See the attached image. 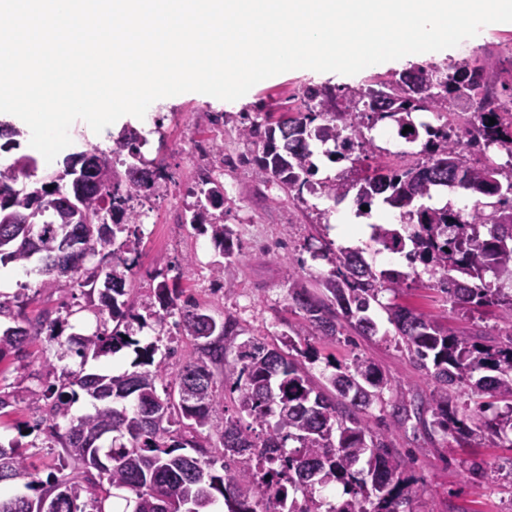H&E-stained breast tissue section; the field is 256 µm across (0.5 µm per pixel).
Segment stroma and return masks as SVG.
Segmentation results:
<instances>
[{"label":"stroma","instance_id":"35a3bbf8","mask_svg":"<svg viewBox=\"0 0 512 512\" xmlns=\"http://www.w3.org/2000/svg\"><path fill=\"white\" fill-rule=\"evenodd\" d=\"M467 59L497 70L499 86L512 85V25L481 29L476 37L462 41L441 55L421 61L405 59V66H443L453 60ZM394 71L387 65L347 76L306 71L284 72L255 84L234 103H226L204 94L190 92L176 98H163L149 108L151 121L134 116L121 117L101 133H94L78 120L70 127L72 143L68 153L90 148H107L123 128L136 129L144 138L141 151L166 173L159 191L139 205L137 223L141 231L139 258L128 284L139 298L152 295L157 284L155 274L166 270L186 296L194 298L218 318L234 317L240 323L243 339L276 343L302 321V314L290 297V285L299 280L312 291L331 271V263L312 257L314 247L351 246L373 270L387 267L408 273L407 286L399 297L385 292L369 314L378 327L374 336L350 335L331 340L311 331L309 340L319 351L317 361L308 364L313 380H322L336 364L352 357L369 359L388 381L380 401L367 410L371 423L388 417L393 402L416 404L430 397L432 387L415 359L397 345L395 327L389 323L385 303L398 299L425 318L461 331L476 328L489 336L504 338L512 326L493 313L471 318L463 316L434 287L435 279L423 266H410L403 256L386 262L378 254L372 236L351 241L340 222L341 214L355 215L358 222L370 223L373 211L382 208L374 200L370 210L360 211L354 196L334 202L309 190L286 193L276 184L259 182L253 171L257 147L238 136L243 119H261L269 123L295 116L304 100V92L314 85L341 88L368 86L388 78ZM222 123H215V116ZM411 146L378 142L357 164L358 172L392 169L416 163ZM212 171L215 181L224 187L222 219L231 227L241 244L237 259L226 260L209 233L186 224L185 207L192 202L189 190L200 169ZM223 264V277H216V264ZM232 288H225V280ZM24 298L23 316L33 319L42 310L56 316H68L78 331L89 334L96 328L95 317L85 309L88 289L62 284L59 289L43 291L38 279L16 270L12 282L0 285V297ZM30 356L18 361L9 356L0 361V393L16 402L5 426L0 429V445H18L29 456L37 480L51 482L69 475L62 458L63 450L48 432L33 425L44 416L45 402H32V393L41 392L46 382L62 383L61 373H47L43 359L55 351L53 343L40 338L30 341ZM391 440L408 462L417 480L418 495L414 512H512V448L488 439H476L468 447L451 445L441 438L423 435L416 420L393 427ZM471 458L483 463L484 479L475 480L463 461Z\"/></svg>","mask_w":512,"mask_h":512}]
</instances>
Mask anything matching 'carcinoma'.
<instances>
[{"label": "carcinoma", "instance_id": "obj_1", "mask_svg": "<svg viewBox=\"0 0 512 512\" xmlns=\"http://www.w3.org/2000/svg\"><path fill=\"white\" fill-rule=\"evenodd\" d=\"M485 67L464 59L436 69L394 73L378 87L346 88L343 94L330 86L306 91L299 116L265 127L250 122L241 127L242 140L262 145L256 157V176L276 183L283 191L308 188L333 200H342L357 189L356 200L370 205L380 198L400 215L414 222L405 236L389 224L375 226L374 238L385 249L399 243L407 248L410 264L424 265L436 276V287L468 312L493 308L512 327V152L505 164L474 167L431 125L415 127L425 137L427 162L393 169L386 174H365L349 181L334 179L315 183L317 173L310 141L334 144L326 151L335 161L359 162V154L373 149L364 129L388 120L400 127L413 126V113L439 116L466 114L472 95L482 88ZM321 117L324 123L311 124ZM473 117L484 132L485 148L494 151L512 145V96L497 107L480 105ZM495 119L489 125V119ZM142 137L123 131L106 153L98 148L74 153L63 173L48 176L30 187L25 180L36 176L37 160L21 154L0 168V219L7 214L24 216L38 196L43 213L34 224L0 223V265L14 262L26 273L41 277L40 287L51 290L60 284L57 266H70L69 280L83 288L102 282L98 301L89 308L96 321L116 322L111 332L96 329L90 334L62 336L67 319L41 313L25 326L0 330V361L23 352L27 340L48 336L56 342L55 362L79 359L78 367L63 376L69 391L43 397L50 401L51 420L70 418L71 406L84 395L93 401L94 412L71 418L58 442L78 475L54 481L40 489L35 500L0 490V512H82L77 501L87 490L79 475L95 470L106 477L109 488L91 498L93 512H112L111 490L123 492V512H213L224 500L227 512H296L295 494L309 503L308 512H320L315 486L332 485L340 490L330 512H413L417 496L406 475L405 462L392 450L383 433L373 429L365 410L379 400L386 386L381 372L363 357L338 364L319 385L299 358L316 357L306 336L314 328L323 336L343 335L345 319L361 336L376 333L368 315L379 294L397 295L406 275L373 271L354 252L341 251L336 269L322 281L323 292L312 293L295 282L291 299L305 314V321L283 337L287 351L247 340L237 346L240 363L229 393L218 390L211 370L224 366L235 338L241 335L237 321L228 316L218 322L203 308L179 302L178 289L163 273L152 296L134 300L127 287L141 241L130 230L137 214L130 202L164 179L157 167H149L141 154ZM201 198L190 207V224L211 234L226 257L240 249L232 230L213 218L208 207L224 204V190L207 173L199 176ZM53 189H47V186ZM463 188L475 195L498 197L497 207L485 213L474 204L469 218L450 206L431 208L415 202L431 197L439 188ZM70 238L78 252L63 258L58 243ZM100 256L104 277L83 279L84 256ZM389 320L406 350L415 358L432 384L428 405H418L416 415L429 433L448 442L472 437L506 439L512 447V331L503 340L479 341L466 331H454L428 320L414 310L391 303ZM182 336L194 340L173 376L178 398L159 395L156 383L167 375L164 360H155V342L140 345L138 332L147 320L163 329L167 320ZM124 348L136 354V369L118 374L85 372L90 359L115 354ZM230 399L236 415L213 421ZM431 413V419L424 414ZM295 443L279 461L264 467L255 463L259 448H283ZM190 448L194 454L182 450ZM220 465L223 474L214 473ZM0 487L30 475L26 459L16 448L0 446ZM272 509L258 510L263 502Z\"/></svg>", "mask_w": 512, "mask_h": 512}]
</instances>
